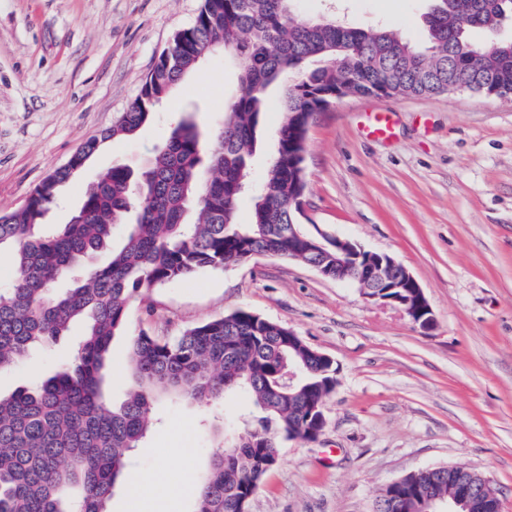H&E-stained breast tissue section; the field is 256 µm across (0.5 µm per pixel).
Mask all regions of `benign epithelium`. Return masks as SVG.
Wrapping results in <instances>:
<instances>
[{
    "instance_id": "obj_1",
    "label": "benign epithelium",
    "mask_w": 512,
    "mask_h": 512,
    "mask_svg": "<svg viewBox=\"0 0 512 512\" xmlns=\"http://www.w3.org/2000/svg\"><path fill=\"white\" fill-rule=\"evenodd\" d=\"M288 240L320 255L322 262L311 267L324 273V265L336 266V278L349 277L370 301L400 308L421 329L435 325L432 308L422 287L412 273L395 257L387 253L367 251L338 237H316L304 233L293 224L288 226ZM325 402L313 400L303 409L311 432L319 435L325 425ZM398 482L386 486V492L375 502L373 512H502V503L489 481L481 474L466 469L448 470V496L436 493L433 487H416L406 497L398 493Z\"/></svg>"
}]
</instances>
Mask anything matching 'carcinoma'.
Returning a JSON list of instances; mask_svg holds the SVG:
<instances>
[{
	"label": "carcinoma",
	"instance_id": "obj_1",
	"mask_svg": "<svg viewBox=\"0 0 512 512\" xmlns=\"http://www.w3.org/2000/svg\"><path fill=\"white\" fill-rule=\"evenodd\" d=\"M296 0H202L194 22L160 53L140 94L108 140L131 135L217 48L238 67L240 94L224 105V124L208 147L197 124L180 116L171 135L137 174L116 163L89 184L68 223L53 230L42 218L72 169L44 179L26 207L0 214V252L10 251L13 283L0 289V372L38 349L55 347L71 324L87 321L71 363L44 380L0 394V512H109L117 481L156 426L162 396L187 398L224 429L226 393L241 389L265 416L246 437L210 452L196 489V512H243L270 470L283 439L311 440L299 413L329 397L336 364L312 357L288 328L237 310L159 339L130 338L129 384L118 404L106 400L104 369L126 312L154 288L208 269H223L251 253L288 258L289 201L306 180L299 167L304 127L316 110L352 94L425 96L450 83L476 93L512 89V40L492 54L466 36L512 16V0H433L424 17L425 45L382 26L354 27L334 16L296 15ZM280 83L281 126L276 154L257 185L248 177L257 131ZM249 201V222L238 215ZM127 226L121 246L116 225ZM106 255L104 262L96 257ZM303 370L288 388L287 365Z\"/></svg>",
	"mask_w": 512,
	"mask_h": 512
}]
</instances>
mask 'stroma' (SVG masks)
I'll use <instances>...</instances> for the list:
<instances>
[{
    "label": "stroma",
    "mask_w": 512,
    "mask_h": 512,
    "mask_svg": "<svg viewBox=\"0 0 512 512\" xmlns=\"http://www.w3.org/2000/svg\"><path fill=\"white\" fill-rule=\"evenodd\" d=\"M201 0H0V211L85 142L100 145L61 188L46 223H67L88 183L114 163L136 169L188 108L216 133L239 92L238 70L217 52L182 81L136 133L101 141L139 94L158 55L195 19ZM430 0H297L299 16L336 14L426 40ZM390 113V137L366 127ZM303 231L397 257L429 301L425 331L398 308L296 260L256 256L153 289L127 309L112 343L111 395L122 400L127 338L173 336L236 310L288 327L331 357L339 383L312 442L280 444L248 512H372L380 490L427 467L487 478L512 512V99L464 91L346 97L316 114L307 136ZM74 324L50 358L0 373L8 394L72 359ZM159 424L133 472L159 467L198 483L218 438L197 406L163 399Z\"/></svg>",
    "instance_id": "obj_1"
}]
</instances>
